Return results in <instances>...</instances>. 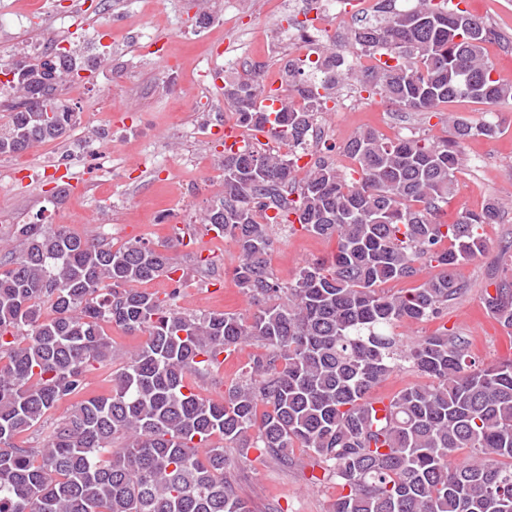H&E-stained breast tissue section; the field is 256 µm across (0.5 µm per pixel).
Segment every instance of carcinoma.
<instances>
[{
  "label": "carcinoma",
  "mask_w": 512,
  "mask_h": 512,
  "mask_svg": "<svg viewBox=\"0 0 512 512\" xmlns=\"http://www.w3.org/2000/svg\"><path fill=\"white\" fill-rule=\"evenodd\" d=\"M499 39L453 0L406 10L383 0L380 16L351 35L349 57L319 51V80L291 68L276 98L257 81L226 77L224 100L239 126L295 147L350 79L425 114L458 99L503 103L512 82L484 55ZM380 50L387 59L361 71V58ZM21 64L30 74L9 86L0 155L65 138L76 112L61 87L101 60L83 50L54 55L52 67L41 56ZM448 126L452 137L437 143L354 132L342 151L355 178L320 156L296 183L289 155L224 147V195L201 223L234 241L237 286L265 301L249 319L180 311L179 278L159 299L146 285L178 268L146 240L115 249L64 226L16 225L15 251L0 258V512H248L216 434L244 453L311 468L314 486L336 485L330 512H512V359L478 365L469 341L444 325L409 345L395 333L400 323L445 318L467 289L460 267L486 251L484 225L500 221L493 197L478 212L436 220L454 192L462 144L501 134L499 120L451 111ZM277 224L336 239L333 260L307 262L279 282L267 259ZM424 264L436 272L416 287L381 288L416 278ZM482 303L512 330V281L490 278ZM107 324L146 340L112 374L109 393L76 402L41 447L25 445L22 435L84 390L88 367L112 358ZM249 340L262 352L224 400L192 389V373ZM398 368L422 381L376 395ZM383 400L380 418L373 403ZM296 448L306 457L294 458Z\"/></svg>",
  "instance_id": "1"
}]
</instances>
